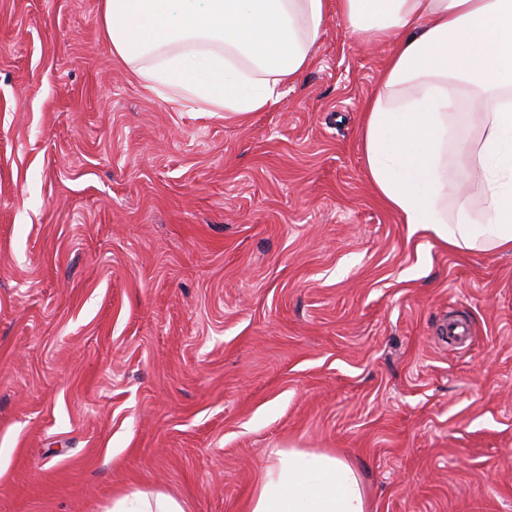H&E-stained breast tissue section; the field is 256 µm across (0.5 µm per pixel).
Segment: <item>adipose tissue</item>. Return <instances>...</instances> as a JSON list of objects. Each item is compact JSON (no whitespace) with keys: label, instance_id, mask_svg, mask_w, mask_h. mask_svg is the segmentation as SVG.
I'll return each mask as SVG.
<instances>
[{"label":"adipose tissue","instance_id":"obj_1","mask_svg":"<svg viewBox=\"0 0 512 512\" xmlns=\"http://www.w3.org/2000/svg\"><path fill=\"white\" fill-rule=\"evenodd\" d=\"M360 41L393 43L361 131L366 174L402 223L454 250L512 251V0H337ZM112 54L146 89L245 116L276 105L312 60L327 0H101ZM474 87L482 135L463 160L484 207H448L449 88ZM112 512H185L139 490ZM248 512H368L356 467L328 452L272 450Z\"/></svg>","mask_w":512,"mask_h":512}]
</instances>
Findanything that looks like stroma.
<instances>
[{"label": "stroma", "mask_w": 512, "mask_h": 512, "mask_svg": "<svg viewBox=\"0 0 512 512\" xmlns=\"http://www.w3.org/2000/svg\"><path fill=\"white\" fill-rule=\"evenodd\" d=\"M391 48L329 18L279 104L227 117L136 82L99 0H0V512H247L275 448L348 459L369 512H512V253L367 179ZM112 512H186L174 497L153 491L138 490L112 503Z\"/></svg>", "instance_id": "1"}]
</instances>
